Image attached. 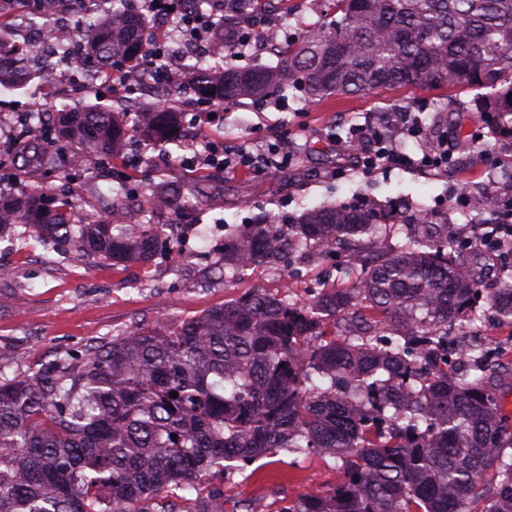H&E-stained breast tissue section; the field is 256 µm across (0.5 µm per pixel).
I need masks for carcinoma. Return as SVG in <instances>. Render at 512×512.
Listing matches in <instances>:
<instances>
[{"instance_id": "1", "label": "carcinoma", "mask_w": 512, "mask_h": 512, "mask_svg": "<svg viewBox=\"0 0 512 512\" xmlns=\"http://www.w3.org/2000/svg\"><path fill=\"white\" fill-rule=\"evenodd\" d=\"M81 14L88 62L122 75L146 57L147 7L132 0H69ZM260 0L213 22L229 51L244 28L265 24ZM331 21L277 53L273 66L184 73L200 98L233 105L288 87L310 99L379 87L469 86L485 90L481 118L512 140V0H330ZM35 71L0 35V91L23 89ZM85 98L51 114L67 146L66 169L121 155L124 113ZM134 128L152 150L176 144L181 113L141 112ZM22 171L51 152L28 137ZM144 201L109 188L112 210L84 220L66 193L33 186L0 193V240L65 245L95 261L147 263L185 196L156 172ZM24 231L16 233V228ZM400 228L364 204L305 210L288 224L266 220L224 236L223 271L278 267L301 248L344 253L340 287L307 306L254 290L166 329L135 326L98 340L83 369L62 359L33 374L0 373V512H224V493L204 477L277 449L321 450L343 476L320 495L279 512H512V381L488 351L464 347L466 368L448 373L439 352L479 303L512 325V268L484 288L448 252V225ZM178 397H173V394ZM177 439H172V435Z\"/></svg>"}]
</instances>
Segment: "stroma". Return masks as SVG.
Here are the masks:
<instances>
[{
    "instance_id": "obj_1",
    "label": "stroma",
    "mask_w": 512,
    "mask_h": 512,
    "mask_svg": "<svg viewBox=\"0 0 512 512\" xmlns=\"http://www.w3.org/2000/svg\"><path fill=\"white\" fill-rule=\"evenodd\" d=\"M326 0H270L265 11L281 39L297 36L324 18ZM475 89H425L387 86L359 95H334L311 100L288 89L258 100L226 106L215 104L213 115L183 120L181 155L193 156L205 142H223L229 155L246 151L263 154L287 136L290 165L277 172L246 171L235 163L222 167L180 164L166 173L192 202L193 217L164 213L159 224L173 225L180 247L162 248L144 265H112L77 261L69 253L29 242L20 251L0 242V261L12 273L0 280V346L12 349L6 374L32 373L59 358L80 368L93 341L109 338L136 325L165 329L170 323L197 317L263 289L274 296L289 295L311 303L318 285L326 281L338 257L291 256L286 270L257 268L240 276L223 277L226 228L254 222L263 215L286 217L329 203L362 201L388 217L410 223L413 203L422 204L429 219L447 224L449 241L472 235L471 218L482 201L490 175L512 166V141L496 136L475 110ZM453 103L449 123H462L467 141L454 147L448 170L423 173L411 167H382L366 171L343 143L354 124L392 129L395 113H418L431 126L440 104ZM68 100L58 84L40 94L21 91L0 94V120L14 133L25 130L35 112H58ZM137 133H129L119 160L111 170L89 161L88 172L62 181L50 170L40 186L64 188L81 214H103L110 206V180L125 177L141 195H149L154 153L141 149ZM336 460L322 453L292 456L282 450L247 465L245 472L228 470L209 475L223 487L227 512L246 506L248 512H277L290 500L316 495L335 483Z\"/></svg>"
}]
</instances>
